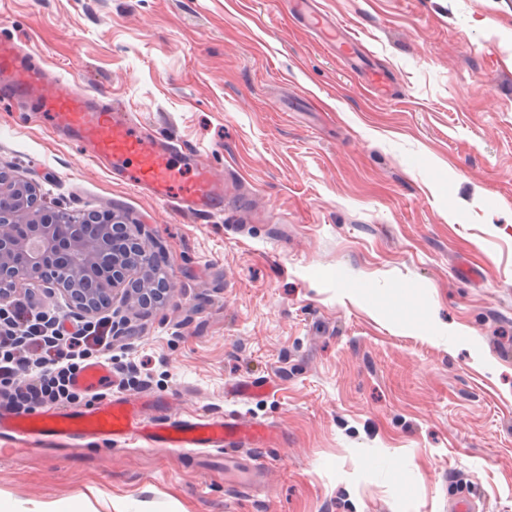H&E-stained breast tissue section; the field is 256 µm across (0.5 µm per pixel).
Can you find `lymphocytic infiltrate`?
<instances>
[{
	"mask_svg": "<svg viewBox=\"0 0 512 512\" xmlns=\"http://www.w3.org/2000/svg\"><path fill=\"white\" fill-rule=\"evenodd\" d=\"M113 340L108 317L71 333L29 298L9 296L0 303V399L18 413L81 402L72 385L75 372L88 360H111ZM22 369L29 375L20 381L16 374Z\"/></svg>",
	"mask_w": 512,
	"mask_h": 512,
	"instance_id": "obj_1",
	"label": "lymphocytic infiltrate"
}]
</instances>
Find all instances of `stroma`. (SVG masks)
Instances as JSON below:
<instances>
[{
  "label": "stroma",
  "instance_id": "stroma-1",
  "mask_svg": "<svg viewBox=\"0 0 512 512\" xmlns=\"http://www.w3.org/2000/svg\"><path fill=\"white\" fill-rule=\"evenodd\" d=\"M320 3L359 61L293 0H0V39L224 183L198 218L0 97V171L144 225L168 274L123 307L114 382L284 436L242 451L255 489L187 449L22 452L0 460L14 512H451L462 490L512 512V0ZM252 379L272 393L227 399Z\"/></svg>",
  "mask_w": 512,
  "mask_h": 512
}]
</instances>
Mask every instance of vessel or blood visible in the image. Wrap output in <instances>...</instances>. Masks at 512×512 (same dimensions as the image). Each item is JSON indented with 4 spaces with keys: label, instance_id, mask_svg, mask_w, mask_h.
I'll return each mask as SVG.
<instances>
[{
    "label": "vessel or blood",
    "instance_id": "1",
    "mask_svg": "<svg viewBox=\"0 0 512 512\" xmlns=\"http://www.w3.org/2000/svg\"><path fill=\"white\" fill-rule=\"evenodd\" d=\"M0 93L18 103L37 105L51 118L57 136L82 143L87 160L117 173L155 200L177 201L200 217L224 204V183L203 160L195 178L185 183L172 162L177 145L156 137L123 108L113 106L68 79H51L43 64L10 41L0 42ZM85 402L66 409L46 408L26 414L0 410V438L28 444L32 450L51 446L109 447L142 440L153 448L192 449L236 463L240 449L270 439L274 428L235 415L199 412L169 414L159 400L113 391L112 368L102 360L83 364L73 378Z\"/></svg>",
    "mask_w": 512,
    "mask_h": 512
}]
</instances>
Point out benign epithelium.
Returning <instances> with one entry per match:
<instances>
[{
    "label": "benign epithelium",
    "mask_w": 512,
    "mask_h": 512,
    "mask_svg": "<svg viewBox=\"0 0 512 512\" xmlns=\"http://www.w3.org/2000/svg\"><path fill=\"white\" fill-rule=\"evenodd\" d=\"M156 254L144 233L115 214L82 212L69 224L36 208L0 173V301L24 285L82 318L111 310L135 272H151Z\"/></svg>",
    "instance_id": "obj_1"
}]
</instances>
